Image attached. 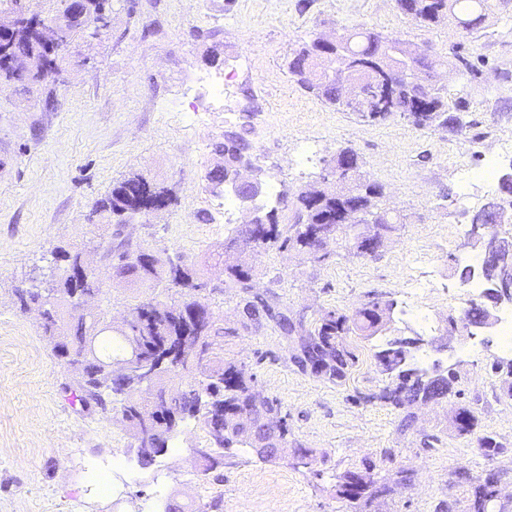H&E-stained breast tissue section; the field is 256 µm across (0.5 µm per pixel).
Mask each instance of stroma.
I'll return each mask as SVG.
<instances>
[{
    "label": "stroma",
    "instance_id": "35a3bbf8",
    "mask_svg": "<svg viewBox=\"0 0 512 512\" xmlns=\"http://www.w3.org/2000/svg\"><path fill=\"white\" fill-rule=\"evenodd\" d=\"M360 24L427 48L449 93L469 101V126L453 134L400 117L365 122L306 93L288 71L299 41ZM457 52L477 68L475 80L449 70ZM217 76L220 101L205 83ZM228 134L248 144L266 185L283 198L281 227L294 221V197L320 185L328 159L345 146L384 186V207L403 219L373 256L348 244L324 264L274 247L242 255L258 291L309 329L323 311H351L378 296L393 301L381 332L354 338L359 362L341 385L293 366L290 342L273 324L240 326L238 298L225 288L216 255L245 216H225L224 190L207 179L223 163L215 146ZM491 148L500 173L512 172V0H498L469 35L448 20L422 26L396 0H112L110 28L96 39L76 35L60 73L24 88L1 81L0 512H163L169 504L202 512L215 499L219 512H435L442 502L466 512L490 470L512 512V379L491 370L508 358L497 330L470 336L449 324L469 300L459 272L473 251L471 218L502 195L499 184H477L473 202L461 204L460 171L479 169ZM133 175L168 186L175 200L123 226V238L203 273L202 303L239 330L226 339L225 357L244 363L256 393L280 399L288 413V446L275 458L236 445L225 449L220 472L203 473L195 451L209 441L188 420L171 450L141 465L117 413L81 405L76 371L54 356L37 311L16 304V291L38 286L62 250L83 252L95 268L101 291L93 309L103 320L121 321L153 297L179 300L164 285H127L100 259L97 247L112 228L89 214L113 182ZM416 256L433 278L421 300L432 316L427 329L402 294ZM394 336L422 337L429 366L458 376L457 394L414 405L408 427L380 399L391 378L375 354ZM464 404L479 422L467 437L450 425ZM431 434L439 444L424 447ZM483 434L506 452L486 458ZM299 445L313 449L311 467L295 465ZM366 466L377 480L401 468L416 479L369 502L339 500L337 476ZM99 472L110 477L109 496L96 487Z\"/></svg>",
    "mask_w": 512,
    "mask_h": 512
}]
</instances>
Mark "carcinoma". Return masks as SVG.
<instances>
[{
	"label": "carcinoma",
	"instance_id": "cac0c4a2",
	"mask_svg": "<svg viewBox=\"0 0 512 512\" xmlns=\"http://www.w3.org/2000/svg\"><path fill=\"white\" fill-rule=\"evenodd\" d=\"M55 2L52 18L66 22L68 40H73L75 35L87 31L93 24L91 18H70L68 0ZM396 2L403 14L421 25H435L451 16L467 34L479 28L494 7V0ZM336 38L342 43L343 63L348 78L373 91L372 109L359 113L362 119L383 122L399 115L418 128H446L457 133L463 131L466 122L458 121V116L467 109L466 101L460 98L448 101L446 89L440 86L429 84L410 89L403 83L400 64L408 63L418 69L429 67L430 58L420 46L368 28L345 29L336 34ZM5 42L11 46L13 57L36 53L45 58L49 72L59 71L65 59L62 53L47 54L37 33L22 27L8 33ZM317 51L315 38L303 41L293 51L289 71L306 92L326 105L344 111L346 107L340 102L337 84L323 83L310 73L309 64L316 58ZM451 66L460 71L463 80L471 81L477 77L474 66L457 53ZM217 149L224 155V168L209 173L212 181L219 179L221 172L234 167L237 159L246 153L244 144L228 137L217 145ZM341 151L348 155V181L353 185L354 192L345 194L334 185H326L315 194L301 192L296 197L295 206L307 212L308 223L291 224L284 231L279 227L276 210L272 209L266 212L263 222L237 227L229 240L224 242V249H235L241 244L254 250L275 246L315 261H326L333 255L329 245H338L342 240L336 215L340 212L358 213L366 206L372 208L377 218L372 223L358 224L359 233L354 236L357 253L368 255L364 251L366 241L388 238L397 232L402 219L382 207L383 186L366 178L354 149L343 147ZM502 191L508 198L488 203L477 219L488 222L498 208L512 204V179L502 181ZM154 194H163L168 202H173L168 188L137 175L115 182L108 195L97 201L94 213L116 226L113 237L104 247L103 258L113 263V267L134 285L153 288L167 283L181 290V294L186 296L185 300L179 304H168L156 298L140 301L132 306V310L146 309L147 317L128 327L104 329L96 333L92 332V324L82 316L72 321L65 320V313L71 310L72 305L71 285L56 274L52 275L56 288L53 295L43 294L40 288L21 290L16 293L17 303L22 310L32 304L42 308L41 329L53 354L66 364L77 365L81 369L77 386L85 406L106 413L112 410L114 402H120L119 421L134 438L140 429L135 406L158 402L162 405V415L155 426L154 436L164 450L168 448L180 422L186 419L198 421L210 442V447L200 455L203 472H214L224 465V455L220 453L224 448L236 444L252 447L262 442L270 430L278 432L283 442H288V413L277 398L255 400L253 374L245 365L225 359L224 337L236 334L237 329L226 328L213 317L200 329L193 328L192 311L204 308L195 299V295L200 293L198 286L203 284L197 269L164 260L150 250L143 252L137 262H126V242L121 238V228L148 208ZM224 276L228 287L234 289L240 299L244 320L251 322L264 317L272 321L292 344L294 354L290 355V361L293 365L305 373L317 367L321 377L334 385L342 384L358 361L351 336L368 338L381 330L379 321L387 305L385 301H369L350 314L328 310L322 313L314 328L306 329L255 290L252 266L245 262L226 263ZM184 327L191 329L192 343L207 351V359L193 368L177 361L174 368L156 377L149 396L144 397L139 393V382L135 375L118 372L114 368V364L125 356L131 341H141L147 347L157 340L179 334ZM376 358L382 371L396 380V384L386 387L381 395L396 410H403L417 402L445 399L457 380L456 372L451 368L445 374L413 376L417 367L414 366L412 348L397 345L392 339L387 340L384 348L376 353ZM178 371L195 372L199 376L197 384L178 392L169 389L166 386L167 375ZM456 421L457 434L460 436L474 434L478 426L473 410L466 406L457 409ZM360 481L364 484L362 493L366 494L368 500L389 491L388 483L374 480L370 472L349 470L339 477V498H345L351 492V487ZM490 510L488 490L480 484L474 488L469 512Z\"/></svg>",
	"mask_w": 512,
	"mask_h": 512
}]
</instances>
